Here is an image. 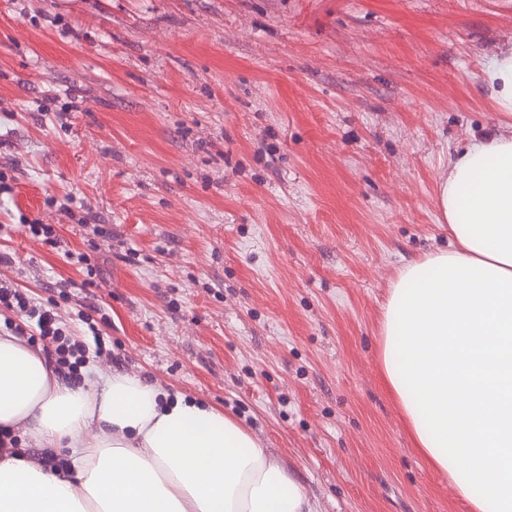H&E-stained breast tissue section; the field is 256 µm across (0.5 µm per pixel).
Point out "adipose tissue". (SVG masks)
I'll return each instance as SVG.
<instances>
[{"label":"adipose tissue","mask_w":512,"mask_h":512,"mask_svg":"<svg viewBox=\"0 0 512 512\" xmlns=\"http://www.w3.org/2000/svg\"><path fill=\"white\" fill-rule=\"evenodd\" d=\"M483 80L512 113V51ZM453 246L390 285L380 370L416 448L472 512H512V135L456 157L437 188ZM67 449L0 451V512H314L297 473L205 402L139 376L58 377L0 336V432Z\"/></svg>","instance_id":"adipose-tissue-1"}]
</instances>
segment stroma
Listing matches in <instances>:
<instances>
[{"mask_svg":"<svg viewBox=\"0 0 512 512\" xmlns=\"http://www.w3.org/2000/svg\"><path fill=\"white\" fill-rule=\"evenodd\" d=\"M508 50L512 0H0V281L87 365L234 417L317 512H470L382 383V307L450 246V161L512 134ZM483 80L496 110L512 113V50L491 61L483 71Z\"/></svg>","mask_w":512,"mask_h":512,"instance_id":"35a3bbf8","label":"stroma"}]
</instances>
